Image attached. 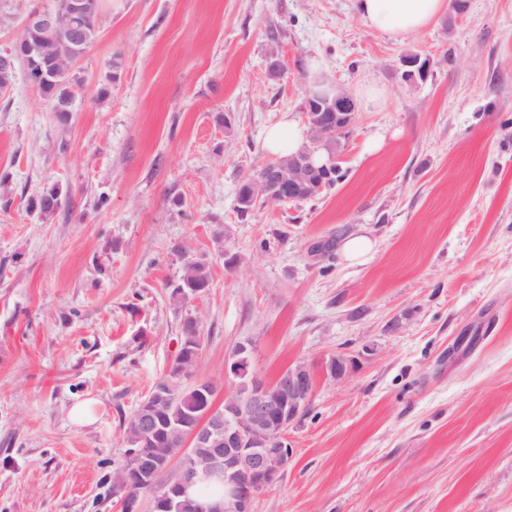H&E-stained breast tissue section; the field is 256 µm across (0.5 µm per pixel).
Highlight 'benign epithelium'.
<instances>
[{
	"instance_id": "1",
	"label": "benign epithelium",
	"mask_w": 512,
	"mask_h": 512,
	"mask_svg": "<svg viewBox=\"0 0 512 512\" xmlns=\"http://www.w3.org/2000/svg\"><path fill=\"white\" fill-rule=\"evenodd\" d=\"M93 21L85 0H48L43 7L29 12L23 29L45 31L61 40L78 42ZM42 57L41 46L22 35L11 46L0 52V93L10 90V77L17 65H33V59ZM79 56L59 57L49 64L48 73L73 71ZM404 82L413 87L425 80L431 68L428 58L409 53L401 56ZM312 109L304 113L309 128L310 143L299 154L274 158L250 181V192L263 202L301 201L311 198L308 187L318 168L314 147L325 143L330 127L327 119L336 121V135L342 136L354 125L357 115L355 99L350 91L336 86L334 90L311 101ZM251 342L237 345L230 373L235 378L250 377L245 405L232 408L224 418L214 417L210 408L204 422L187 429L180 422L161 423L153 409L167 402L164 392L136 411L133 422L144 435L157 431L180 446L181 463L172 459L159 462L153 457L139 455L132 465V474L147 476L156 482L158 494L164 498L184 496L197 481L222 471L240 474V480L224 489V502L208 507L207 512H254L258 496L272 486L275 478L288 469L286 453L270 448L274 436H284L295 414L308 405L316 386L312 367L300 363L284 370L277 380H263L251 364ZM354 361L341 354L331 356L324 363V371L339 380L353 370ZM162 472L169 478L158 481Z\"/></svg>"
}]
</instances>
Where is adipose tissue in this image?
I'll use <instances>...</instances> for the list:
<instances>
[{
  "label": "adipose tissue",
  "mask_w": 512,
  "mask_h": 512,
  "mask_svg": "<svg viewBox=\"0 0 512 512\" xmlns=\"http://www.w3.org/2000/svg\"><path fill=\"white\" fill-rule=\"evenodd\" d=\"M444 8L445 0H356L364 24L397 41L428 27Z\"/></svg>",
  "instance_id": "ef3b65f1"
}]
</instances>
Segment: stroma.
I'll return each instance as SVG.
<instances>
[{
  "instance_id": "1",
  "label": "stroma",
  "mask_w": 512,
  "mask_h": 512,
  "mask_svg": "<svg viewBox=\"0 0 512 512\" xmlns=\"http://www.w3.org/2000/svg\"><path fill=\"white\" fill-rule=\"evenodd\" d=\"M407 53L432 61L412 88ZM74 75L64 121L24 70L0 94V512H121L120 417L189 320L215 406L247 340L266 381L318 372L255 512H512V0L401 41L354 0H102ZM318 76L384 100L358 105L334 185L240 217L266 129L302 120ZM51 186L67 207L29 213ZM190 257L211 284L172 300ZM338 352L341 380L321 371Z\"/></svg>"
}]
</instances>
